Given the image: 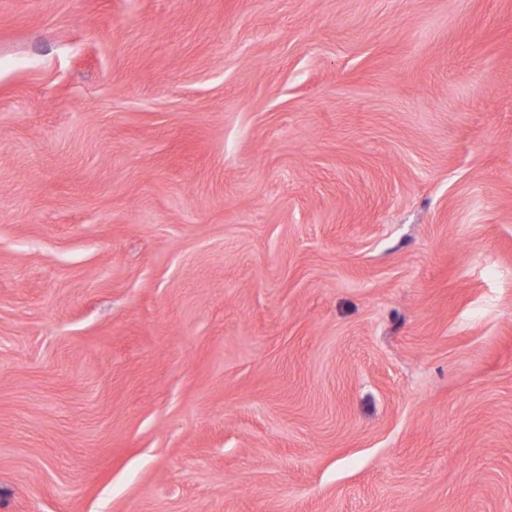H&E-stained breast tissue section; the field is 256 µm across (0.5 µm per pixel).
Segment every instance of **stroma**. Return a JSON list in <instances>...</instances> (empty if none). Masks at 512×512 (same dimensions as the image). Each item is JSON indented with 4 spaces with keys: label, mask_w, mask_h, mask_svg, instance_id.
<instances>
[{
    "label": "stroma",
    "mask_w": 512,
    "mask_h": 512,
    "mask_svg": "<svg viewBox=\"0 0 512 512\" xmlns=\"http://www.w3.org/2000/svg\"><path fill=\"white\" fill-rule=\"evenodd\" d=\"M0 512H512V0H0Z\"/></svg>",
    "instance_id": "obj_1"
}]
</instances>
